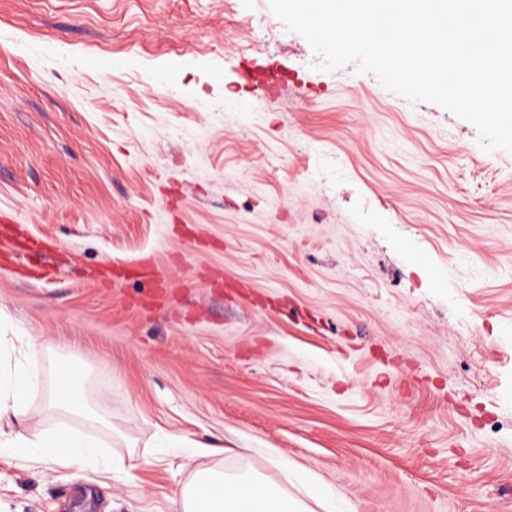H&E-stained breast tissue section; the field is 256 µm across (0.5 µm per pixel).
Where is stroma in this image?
Segmentation results:
<instances>
[{"label":"stroma","instance_id":"35a3bbf8","mask_svg":"<svg viewBox=\"0 0 512 512\" xmlns=\"http://www.w3.org/2000/svg\"><path fill=\"white\" fill-rule=\"evenodd\" d=\"M318 62L269 0H0V215L43 242L0 258V369L32 436L70 362L111 464L1 451L0 512H181L206 469L512 512V152ZM38 378L27 362L18 361L7 374L0 372V419L11 415L23 422L31 413V400Z\"/></svg>","mask_w":512,"mask_h":512}]
</instances>
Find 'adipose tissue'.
I'll use <instances>...</instances> for the list:
<instances>
[{"label": "adipose tissue", "mask_w": 512, "mask_h": 512, "mask_svg": "<svg viewBox=\"0 0 512 512\" xmlns=\"http://www.w3.org/2000/svg\"><path fill=\"white\" fill-rule=\"evenodd\" d=\"M38 378L28 363L17 362L8 373L0 372V415L24 421L31 413V400ZM99 441L76 432L68 423L29 437L23 432L0 431V448L36 450L40 454L90 467L97 463ZM182 512H303L287 492L264 480L228 477L219 471L198 472L180 494Z\"/></svg>", "instance_id": "ef3b65f1"}]
</instances>
